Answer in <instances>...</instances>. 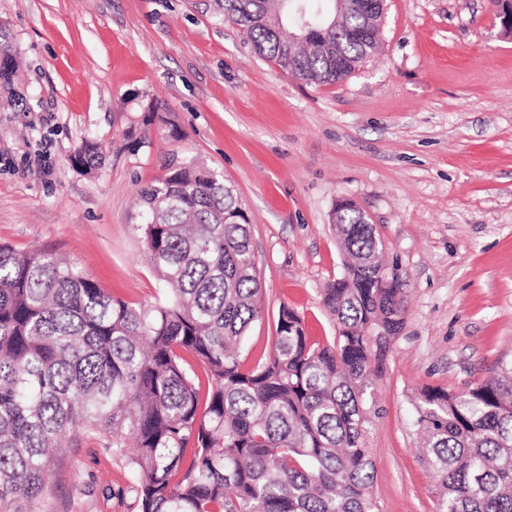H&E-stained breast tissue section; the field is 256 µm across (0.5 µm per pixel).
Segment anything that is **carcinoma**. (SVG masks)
<instances>
[{
  "instance_id": "carcinoma-1",
  "label": "carcinoma",
  "mask_w": 512,
  "mask_h": 512,
  "mask_svg": "<svg viewBox=\"0 0 512 512\" xmlns=\"http://www.w3.org/2000/svg\"><path fill=\"white\" fill-rule=\"evenodd\" d=\"M321 0H215L260 57L294 78L333 84L353 69L294 47ZM326 33L359 66L381 31L358 41L348 12ZM0 104L22 111L10 35L0 27ZM89 172L99 147L71 156ZM143 241L167 291L134 306L51 252L0 244V512L41 497L65 445L103 435L128 460L138 512H376L370 450L373 347L404 323L403 280L384 279L383 245L341 212L344 273L324 289L333 343L310 342L301 316L278 309L268 359L244 367L241 345L262 316L249 219L224 176L191 160L140 191ZM416 425L438 475L441 512H512V361L465 391L427 387Z\"/></svg>"
}]
</instances>
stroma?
Segmentation results:
<instances>
[{
    "mask_svg": "<svg viewBox=\"0 0 512 512\" xmlns=\"http://www.w3.org/2000/svg\"><path fill=\"white\" fill-rule=\"evenodd\" d=\"M27 109L0 108V244L49 251L112 296L166 292L136 199L166 166L221 171L250 219L263 315L242 359L272 346L280 305L322 344V297L343 271L336 199L374 224L406 288L380 352L365 435L377 512H440L415 425L422 388L455 392L512 359V35L494 0H386L376 52L314 85L255 55L214 0H0ZM166 112L172 139L148 116ZM92 139L100 166L71 164ZM104 437L69 448L25 512H135L124 458Z\"/></svg>",
    "mask_w": 512,
    "mask_h": 512,
    "instance_id": "35a3bbf8",
    "label": "stroma"
}]
</instances>
